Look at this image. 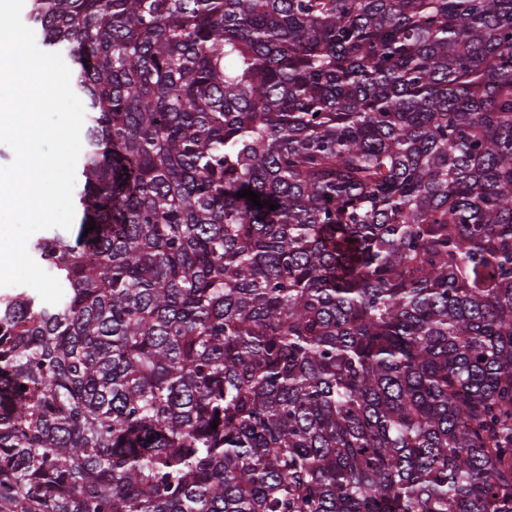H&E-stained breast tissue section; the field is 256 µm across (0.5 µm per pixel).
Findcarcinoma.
Here are the masks:
<instances>
[{"label": "carcinoma", "instance_id": "carcinoma-1", "mask_svg": "<svg viewBox=\"0 0 512 512\" xmlns=\"http://www.w3.org/2000/svg\"><path fill=\"white\" fill-rule=\"evenodd\" d=\"M27 21L91 123L63 298L0 297V512H512V0Z\"/></svg>", "mask_w": 512, "mask_h": 512}]
</instances>
